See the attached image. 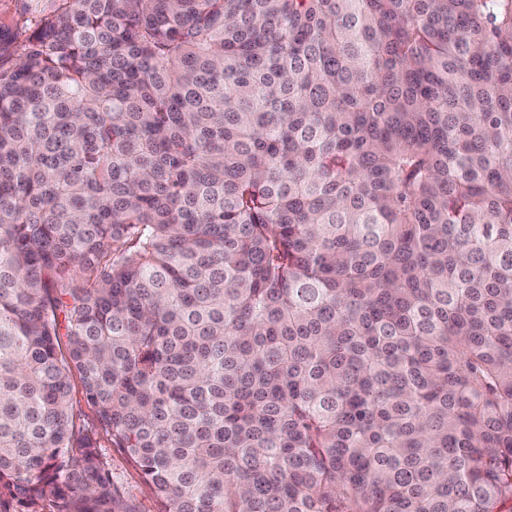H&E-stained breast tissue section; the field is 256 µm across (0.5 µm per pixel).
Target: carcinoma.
Segmentation results:
<instances>
[{
	"label": "carcinoma",
	"mask_w": 512,
	"mask_h": 512,
	"mask_svg": "<svg viewBox=\"0 0 512 512\" xmlns=\"http://www.w3.org/2000/svg\"><path fill=\"white\" fill-rule=\"evenodd\" d=\"M0 67V512H512V0H57ZM100 448L112 478L123 485L128 494L134 498L140 512H157V504L152 488L145 483L140 473L129 459L118 449L110 447L102 435Z\"/></svg>",
	"instance_id": "carcinoma-1"
}]
</instances>
